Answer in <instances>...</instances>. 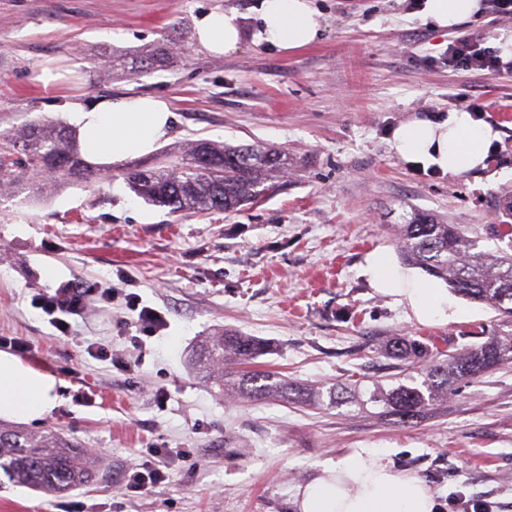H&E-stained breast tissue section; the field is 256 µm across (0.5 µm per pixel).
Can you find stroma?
<instances>
[{
    "label": "stroma",
    "mask_w": 512,
    "mask_h": 512,
    "mask_svg": "<svg viewBox=\"0 0 512 512\" xmlns=\"http://www.w3.org/2000/svg\"><path fill=\"white\" fill-rule=\"evenodd\" d=\"M258 0H0V151L3 134L41 116L70 124L75 104L125 94L169 102L171 137L128 168L180 162L187 144L261 143L288 157V174L230 213L173 214L110 178L37 186L16 154L14 187L0 192V348L63 383L62 405L27 422L53 428L94 458L99 478L64 494L8 483L0 512H298L294 497L318 463L353 448L382 451L395 468L423 477L439 512L466 501L512 512V364L458 382L446 401L412 423L345 405L316 409L224 399L197 377L192 355L220 329L268 342L258 360L312 386L418 376L384 350L394 336L435 338L454 354L473 335L498 329L487 305L453 296L447 321L422 324L377 291L373 253L422 279L398 253L411 208L489 233L512 192V55L504 74L449 66L448 46L467 36L498 48L512 19L488 11L443 30L417 0H311L320 37L291 53L255 38ZM235 9L248 36L215 56L193 37L196 16ZM159 54L152 75L136 58ZM70 71L44 84L43 68ZM475 106L498 133L483 166L456 176L403 160L394 128ZM68 281L117 293L94 302L67 332L34 300ZM159 311L163 328L141 332L124 297ZM134 362L123 371L91 358L87 342ZM162 461L170 485L121 490L125 471Z\"/></svg>",
    "instance_id": "1"
}]
</instances>
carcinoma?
I'll return each instance as SVG.
<instances>
[{"label":"carcinoma","instance_id":"cac0c4a2","mask_svg":"<svg viewBox=\"0 0 512 512\" xmlns=\"http://www.w3.org/2000/svg\"><path fill=\"white\" fill-rule=\"evenodd\" d=\"M21 147L28 165L46 168L66 180L87 181L93 171L84 164L72 131L42 117L6 134ZM187 161L156 169L124 173L130 188L149 204L190 213L232 212L268 190L266 182L288 170L283 154L261 144L219 145L197 140L186 149ZM401 259L443 281L453 293L480 302L497 313L501 330L441 361H432L433 348L409 336L393 338L388 351L424 366L419 384L379 382L363 389L342 384L313 387L277 371L255 369L265 345L236 332H222L202 341L194 365L203 378L224 395L242 400H278L320 408L371 404L400 423H410L448 397L456 381L474 377L506 363L512 364V254L480 246V238L458 224L414 211L400 225ZM0 471L17 485L63 492L96 479L97 471L75 451L62 433L31 432L0 424Z\"/></svg>","mask_w":512,"mask_h":512}]
</instances>
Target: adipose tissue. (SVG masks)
<instances>
[{
    "mask_svg": "<svg viewBox=\"0 0 512 512\" xmlns=\"http://www.w3.org/2000/svg\"><path fill=\"white\" fill-rule=\"evenodd\" d=\"M481 0H424L426 20L448 30L478 16ZM257 37L283 52L313 43L321 31V17L310 0H261ZM194 37L209 53L236 52L243 30L234 10L211 11L194 21ZM173 113L164 100L148 95L100 98L76 105L71 121L76 127L83 158L97 166L117 167L152 154L169 139ZM497 134L469 113L450 112L440 121L414 119L392 134V146L405 161L457 175L481 165ZM367 270L374 286L399 296L413 317L433 323L448 314L442 289L417 282L401 285L385 258L373 254ZM60 382L52 373L0 350V419L33 421L61 403ZM299 512H437L426 481L397 471L375 449L358 448L320 464L311 482L298 489Z\"/></svg>",
    "mask_w": 512,
    "mask_h": 512,
    "instance_id": "adipose-tissue-1",
    "label": "adipose tissue"
}]
</instances>
